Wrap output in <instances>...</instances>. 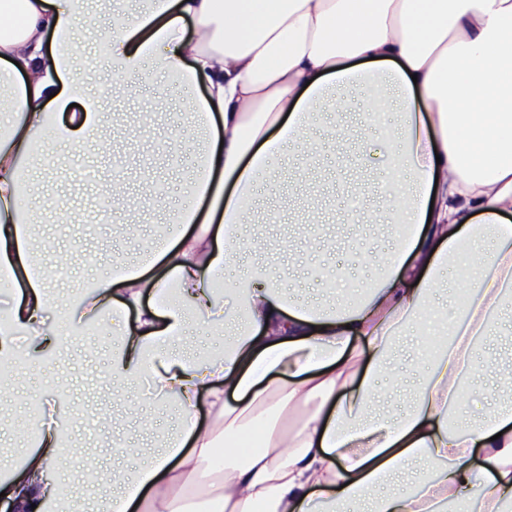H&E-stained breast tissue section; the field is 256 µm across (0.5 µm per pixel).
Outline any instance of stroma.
Wrapping results in <instances>:
<instances>
[{"instance_id":"stroma-1","label":"stroma","mask_w":512,"mask_h":512,"mask_svg":"<svg viewBox=\"0 0 512 512\" xmlns=\"http://www.w3.org/2000/svg\"><path fill=\"white\" fill-rule=\"evenodd\" d=\"M128 92L120 98H105L110 122L131 129L129 138L117 142L111 152L93 149L73 155L59 150V170L36 172L33 192L43 203L66 198L78 209L76 224L52 222L42 213L34 234L42 251L49 287L74 295L84 290L91 277H109L134 265L144 248L157 237L174 233V225L164 223L165 214L182 206L183 188L194 174L201 155L203 137L195 134L181 147L179 155L157 150L151 138L136 135L143 123L153 124L156 134H166L187 112L193 98L202 96L204 86L193 88L190 96L174 91L165 79L147 82L139 77L127 80ZM166 103L157 106V93ZM349 106L345 120L353 135L342 136L332 117L318 115L311 133L321 142L318 157L311 162L304 184L288 181L257 193L253 214L270 213L274 222L256 227V234L268 241L281 237L294 240L288 255L257 248L248 250L247 260L263 259L278 267L281 282L290 297L302 303L323 302L318 271L330 266L344 272L342 288L351 289L370 278L373 252L387 247L391 231L379 224L365 223L350 198L363 199L366 207H376L379 189L390 178L388 156L394 141L392 128L375 129L362 124L360 114L368 109L361 87L346 91ZM120 185L139 203L135 232L122 224L97 223V204L104 190ZM326 212L327 221L319 233L326 244L310 251V232L300 226L299 215L282 210L279 197L292 195L305 205L306 190ZM113 337L103 330L88 337L85 346H68L42 354L27 362L13 398L0 409V466L10 467L13 458L25 449L9 429L15 419L30 417L40 400L56 398L67 420L68 454L60 468L72 477L79 501L104 505L116 490L112 476L131 473L148 462L175 432L179 415L171 407L156 404L147 383L124 384L113 381Z\"/></svg>"}]
</instances>
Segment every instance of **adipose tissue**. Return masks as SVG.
<instances>
[{
	"instance_id": "obj_1",
	"label": "adipose tissue",
	"mask_w": 512,
	"mask_h": 512,
	"mask_svg": "<svg viewBox=\"0 0 512 512\" xmlns=\"http://www.w3.org/2000/svg\"><path fill=\"white\" fill-rule=\"evenodd\" d=\"M122 2L0 0V274L14 290L0 401L28 357L61 343L46 325L54 299L29 235V175L55 166L49 142L80 152L122 134L107 129L77 45L80 28L106 16L98 66L113 96L147 72L206 87L185 128L162 142L169 153L185 129L204 133L191 204L166 217L178 233L62 307L71 336L115 327L113 378L151 380L155 401L180 413L107 512H512V401L471 421L462 396L492 374L482 348L512 310V0ZM358 84L374 89L366 123L398 116L389 161L400 177L384 187L380 217H401L409 234L373 257L381 272L356 303L292 302L264 262L236 277L225 303L209 282L238 258L258 180L278 182L292 145L305 170L312 116L343 114V90ZM159 263L161 278L151 273ZM450 269L468 298L447 339L411 354L428 368L408 408L379 414L378 375H399L393 342L422 335ZM171 285L178 304L157 307ZM192 321L223 327V348L179 351ZM252 428L262 445L236 449ZM65 453L61 423L41 421L37 446L0 475L1 501L12 512H74L49 478ZM477 453L488 463L480 472ZM407 472L412 488L387 490Z\"/></svg>"
}]
</instances>
